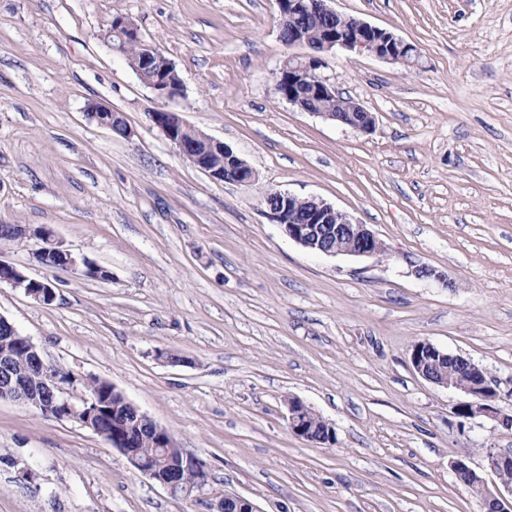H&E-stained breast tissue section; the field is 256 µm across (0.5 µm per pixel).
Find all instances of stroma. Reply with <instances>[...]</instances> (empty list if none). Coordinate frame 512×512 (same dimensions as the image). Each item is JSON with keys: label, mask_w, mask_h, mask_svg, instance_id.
Returning <instances> with one entry per match:
<instances>
[{"label": "stroma", "mask_w": 512, "mask_h": 512, "mask_svg": "<svg viewBox=\"0 0 512 512\" xmlns=\"http://www.w3.org/2000/svg\"><path fill=\"white\" fill-rule=\"evenodd\" d=\"M327 4L420 54L414 68L325 55L372 133L276 93L288 49L275 0H0V224L50 229L112 274L50 272L36 240L2 242L0 259L50 279L56 298L1 285L0 315L74 375L73 401L87 379L110 382L209 477L171 494L89 429L0 400V512H214L226 492L259 512H481L452 463L481 470L486 449L512 452V431L456 417L458 393L416 375L409 350L471 359L512 409V0ZM117 16L174 63L180 98L112 52ZM92 101L131 136L91 122ZM159 109L258 181L191 164L151 121ZM270 189L323 199L390 257L303 248L269 218ZM293 397L333 442L291 432Z\"/></svg>", "instance_id": "1"}]
</instances>
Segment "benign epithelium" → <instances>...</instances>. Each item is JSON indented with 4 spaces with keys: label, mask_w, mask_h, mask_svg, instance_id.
Returning a JSON list of instances; mask_svg holds the SVG:
<instances>
[{
    "label": "benign epithelium",
    "mask_w": 512,
    "mask_h": 512,
    "mask_svg": "<svg viewBox=\"0 0 512 512\" xmlns=\"http://www.w3.org/2000/svg\"><path fill=\"white\" fill-rule=\"evenodd\" d=\"M278 14L290 21L300 14L313 9L336 17L342 23L334 29H327L320 35V41L310 42L304 31H294L288 41V47L302 46L310 53L290 54L283 61L279 73L288 79L294 87L284 100L302 112H308L324 120L335 121L349 126L363 134L375 129V117L355 99L345 96L336 84L324 77L320 69L323 66L321 54L337 50L346 52H366L385 62L410 64L409 56L413 45L397 37L392 32L372 26L355 17L347 16L327 7L326 0H276ZM111 34L118 42H109L111 50L124 55L126 42H136L140 46V57L131 67L142 82L151 88L157 96L173 100L182 96L183 87H175L165 77L174 63L153 45L145 42L135 24L129 19L118 16L112 23ZM330 98L342 106L340 112H324L316 107L317 99ZM89 120L98 126L124 135H131L121 113L111 107L90 102L86 107ZM153 123L172 141L192 164L206 172L217 181L251 184L256 181L257 173L237 154L224 144L203 136L207 150L224 152V168L214 167L208 162L196 143L186 139L188 125L179 113L170 110H157L150 113ZM270 195L277 203L266 202L270 219L279 224L293 241L316 253L329 256H349L353 258L384 257L389 254L385 242L367 225L352 221L346 214L338 211L324 200L311 196L299 197L290 193L274 190ZM11 235L15 239L35 237L42 242L35 252L37 262L48 270L62 267L80 276L85 275L95 262L77 255L64 247L53 233H36L20 225H13ZM0 284L23 291L27 296L41 302H53L56 293L52 283H45L28 277L19 268L0 259ZM8 330L4 343L19 342L30 359L28 368L17 371L12 365V349L0 354V399L18 402L34 408L45 416L77 422L97 435H102L98 415L99 400L86 398L77 404L64 396L59 370L47 362L32 341L21 335L16 327L0 315V328ZM447 353L429 342L419 341L411 348L409 360L414 372L425 381L438 387L461 394L454 405V414L463 419L485 417L495 421L500 427L512 430V413H506L498 406L501 398L497 385L485 371L467 360L468 370L473 381L462 386L454 380L448 369L435 367L430 371L427 365L430 359L446 358ZM310 408L301 400H288V422L291 432L304 439H310L312 430L308 428L306 413ZM108 444L122 452L131 465L144 476L158 482L172 493L187 491L191 488H204L208 483L206 466L197 457L183 448L169 443L165 445V462L151 465L143 457L142 450L130 447V442L122 425L115 422L112 427V439ZM192 468L197 480L187 482L180 477L183 468ZM455 472L465 471L475 478L474 490L480 497L482 512H512V484L501 480L502 474L512 468V453L486 450L482 471L471 469L463 460L453 462ZM492 475L499 480L501 490L492 494L486 491V476ZM216 512H257L253 502L241 495L226 493L217 503Z\"/></svg>",
    "instance_id": "obj_1"
}]
</instances>
